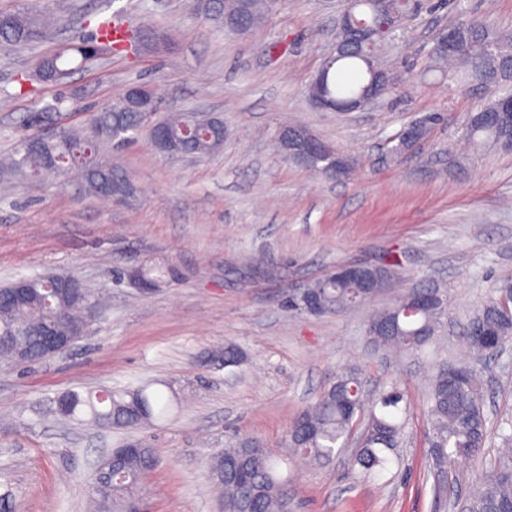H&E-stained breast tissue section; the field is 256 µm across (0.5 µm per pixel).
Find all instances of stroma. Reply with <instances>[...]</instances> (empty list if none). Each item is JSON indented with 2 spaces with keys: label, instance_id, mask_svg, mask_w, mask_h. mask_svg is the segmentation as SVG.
Here are the masks:
<instances>
[{
  "label": "stroma",
  "instance_id": "obj_1",
  "mask_svg": "<svg viewBox=\"0 0 512 512\" xmlns=\"http://www.w3.org/2000/svg\"><path fill=\"white\" fill-rule=\"evenodd\" d=\"M343 0H277L260 24L238 33L196 16L189 0H45L57 19L28 46L0 41V156L33 133L24 118L47 109L49 126L86 124L134 85L153 87L159 116L204 112L224 122V145L203 157H172L141 133L114 161L137 193L118 204L35 178L0 179V285L49 272L78 276L104 316L69 350L41 364L0 362V498L9 512H92L89 482L100 456L141 441L158 464L147 476L151 512H222L207 478L214 457L244 437L280 457L294 415L336 370L359 367L367 389L398 382L410 406L401 465L376 478L351 467L355 443L323 466L282 462L295 472L292 512H454L455 488L429 470L427 397L444 361L469 358L463 340L500 279L512 277V151H476L467 116L491 89L423 76L437 29L459 16L512 30V0H439L410 15L382 59L390 93L353 112L314 109L309 87L336 41ZM108 18L136 29L137 54L106 53L64 86L40 82L35 64ZM441 113L411 152L392 140ZM301 124L353 162L344 179L313 176L276 148L279 129ZM395 260L402 278L371 302L338 315L287 312L289 293L352 262ZM172 266L180 282L144 293L128 274ZM430 283L446 315L421 353L392 358L372 345L373 310ZM237 345L240 366L212 360ZM490 431L488 471L500 428L512 424V344L478 365ZM164 382L167 417L129 429L57 420L71 390Z\"/></svg>",
  "mask_w": 512,
  "mask_h": 512
}]
</instances>
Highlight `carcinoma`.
Wrapping results in <instances>:
<instances>
[{
	"label": "carcinoma",
	"instance_id": "1",
	"mask_svg": "<svg viewBox=\"0 0 512 512\" xmlns=\"http://www.w3.org/2000/svg\"><path fill=\"white\" fill-rule=\"evenodd\" d=\"M353 22L366 29H380L388 17L399 16L414 8L409 0H352ZM192 10L205 18H239L249 29L260 23L267 10V0H191ZM48 23L42 12L33 8L24 12L0 11V39L27 45L45 36ZM459 30L457 45L445 52L438 46L430 50L433 75L444 76L447 68L457 69L460 78L496 91V97L471 112L465 136L477 148L500 146L512 135V107L502 102L512 98V36L481 19H459L449 24ZM99 35L83 38L75 44L58 48L37 64L40 78L62 83L73 73L91 68L98 60L101 34L112 33V47L119 49L129 41L128 31L105 21L97 26ZM389 37L380 34L361 49H353L339 59L325 64V90L330 99L343 104L362 96L370 87L374 67L380 64L378 44ZM214 118L195 112H178L159 121L172 138V150L179 155L211 154L224 144V134L211 129ZM104 127L110 137L95 140L90 131ZM146 127L143 114L126 106L120 99L112 107L94 114L89 127L63 128L56 138L44 140L38 147L23 141L15 154L0 161L6 173L27 174L50 183L77 185L83 194L113 200L128 198L133 182L128 172L100 155L104 145L120 148L130 143ZM142 268L137 274L150 285L168 279L179 280L178 271L167 268L160 275ZM50 277L34 280V296L22 303L5 297L9 285L0 286V332L28 331L54 317L64 330L72 321L85 317V303L52 290ZM436 289L422 285L408 290L393 304L375 312L368 320L371 342L395 351L420 352L434 338L445 309L427 301ZM325 312L338 315L369 299L358 286L327 281L319 292ZM490 327L497 338H512V280L503 279L493 288L475 315L464 339L476 357L492 356L499 348L481 332ZM224 366L241 362L239 348L228 343L215 355ZM484 380L481 372L466 363L439 364L430 381L428 416L431 432L427 443L435 475L457 479L456 466L461 461L483 457L489 437L484 411ZM66 404L56 406V413L67 420L90 421L98 425L126 428L148 425L164 417L170 399L158 389L146 385L136 389L110 388L76 391L64 395ZM405 394L398 383L390 382L373 395L365 391L362 372L347 367L336 372L318 398L291 421L286 439L289 455L322 465L333 456L337 445H345L358 425L353 465L365 474L386 469L397 456L404 435ZM501 448L493 468L475 476L466 495V512H512V431L500 430ZM155 467L151 449L143 446L126 453L115 476L100 486L92 478L90 495L94 512H133L147 489L145 475ZM209 480L219 490L224 512H289L292 500L288 478L278 470V462L253 440H241L224 449L209 468Z\"/></svg>",
	"mask_w": 512,
	"mask_h": 512
}]
</instances>
